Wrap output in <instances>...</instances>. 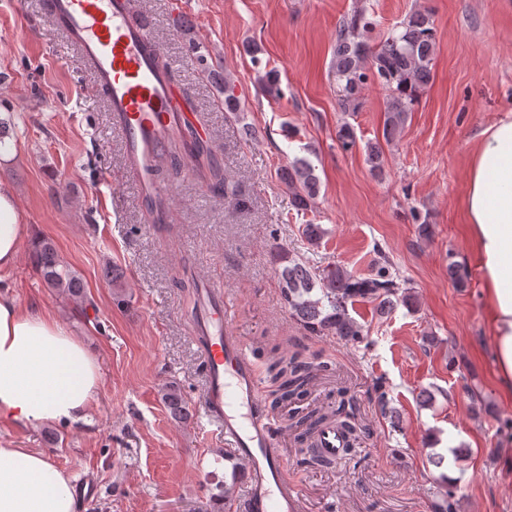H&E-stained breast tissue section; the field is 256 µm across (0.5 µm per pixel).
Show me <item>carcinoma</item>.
<instances>
[{
	"label": "carcinoma",
	"mask_w": 512,
	"mask_h": 512,
	"mask_svg": "<svg viewBox=\"0 0 512 512\" xmlns=\"http://www.w3.org/2000/svg\"><path fill=\"white\" fill-rule=\"evenodd\" d=\"M376 27L373 15L360 8L343 17L336 28V43L332 66L338 88L337 105L342 112H353L359 106L361 94L371 83H377L388 91L384 109L382 136L385 141L395 140L404 130L409 113L414 111L419 95L433 79L432 60L436 45V28L430 12L417 9L382 35L370 40ZM224 109L236 111L239 96L236 84L224 78ZM338 141L343 150L349 151L357 144L354 128L345 123L338 130ZM193 160L205 171L211 188L224 195L237 208L247 207L248 200L238 186L224 176V167L217 160L210 145L200 139L194 128L188 127L170 142L154 164V178L163 181L176 178L182 162ZM282 179L294 195L299 210L312 207L318 194V177L315 166L307 159H297L282 170ZM375 272L369 277H359L346 269L328 264L311 266L308 262L281 250L276 254L282 281V298L288 311L295 316L311 335L337 336L353 344L367 340L363 325L348 313V303L368 299L378 303L381 311H389L399 303L414 302L411 289L390 271L392 263L385 252L376 250ZM34 267L41 280L49 288L83 301L85 289L79 274L65 264L49 239L39 241L32 254ZM324 366L293 353L271 361L267 374L275 385L274 401L287 405L300 402L307 395L315 372ZM161 399L171 420L181 423L190 416L189 403L180 386L174 382L165 385ZM332 421L346 434L347 440H357L361 428L350 402L341 400L335 408L320 413L309 411L300 417L301 431L296 442L300 445L315 437L317 430ZM457 482L448 483L434 512H453ZM234 485L223 484L209 495V502L216 512L233 498Z\"/></svg>",
	"instance_id": "cac0c4a2"
}]
</instances>
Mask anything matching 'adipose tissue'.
Returning a JSON list of instances; mask_svg holds the SVG:
<instances>
[{"instance_id":"ef3b65f1","label":"adipose tissue","mask_w":512,"mask_h":512,"mask_svg":"<svg viewBox=\"0 0 512 512\" xmlns=\"http://www.w3.org/2000/svg\"><path fill=\"white\" fill-rule=\"evenodd\" d=\"M468 235L480 262L498 391L512 399V113L480 130L466 190ZM28 234L0 182V277ZM95 357L58 319L0 289V421L26 427L87 419L100 386ZM0 512H75L73 486L45 455L0 447Z\"/></svg>"}]
</instances>
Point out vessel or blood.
I'll return each mask as SVG.
<instances>
[{"label":"vessel or blood","instance_id":"b4317fda","mask_svg":"<svg viewBox=\"0 0 512 512\" xmlns=\"http://www.w3.org/2000/svg\"><path fill=\"white\" fill-rule=\"evenodd\" d=\"M50 11L91 70L94 87L123 134L127 176L146 200L168 198L167 187L155 182L151 169L162 145L180 128L194 125L195 115L184 109L185 88L157 67L162 49L149 26L131 23L129 0H51ZM229 319L226 292L201 289L190 327L206 367L201 409L243 468L242 512H302V489L288 475L254 355L230 331Z\"/></svg>","mask_w":512,"mask_h":512}]
</instances>
